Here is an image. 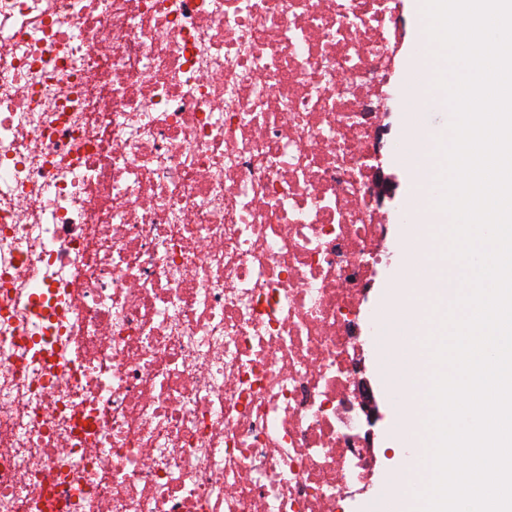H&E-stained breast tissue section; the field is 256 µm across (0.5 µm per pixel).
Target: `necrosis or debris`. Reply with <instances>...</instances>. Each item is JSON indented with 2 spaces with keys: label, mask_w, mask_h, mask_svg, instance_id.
Listing matches in <instances>:
<instances>
[{
  "label": "necrosis or debris",
  "mask_w": 512,
  "mask_h": 512,
  "mask_svg": "<svg viewBox=\"0 0 512 512\" xmlns=\"http://www.w3.org/2000/svg\"><path fill=\"white\" fill-rule=\"evenodd\" d=\"M392 0H0V512H339L372 466Z\"/></svg>",
  "instance_id": "necrosis-or-debris-1"
}]
</instances>
